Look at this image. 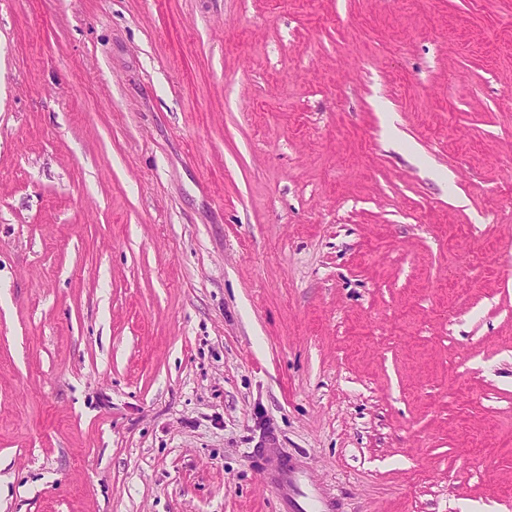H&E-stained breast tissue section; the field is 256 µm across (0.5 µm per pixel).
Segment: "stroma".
<instances>
[{
	"label": "stroma",
	"mask_w": 512,
	"mask_h": 512,
	"mask_svg": "<svg viewBox=\"0 0 512 512\" xmlns=\"http://www.w3.org/2000/svg\"><path fill=\"white\" fill-rule=\"evenodd\" d=\"M512 512V0H0V512ZM263 481L276 492L279 512H335L333 503L280 448H256Z\"/></svg>",
	"instance_id": "35a3bbf8"
}]
</instances>
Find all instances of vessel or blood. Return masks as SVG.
Wrapping results in <instances>:
<instances>
[{"mask_svg":"<svg viewBox=\"0 0 512 512\" xmlns=\"http://www.w3.org/2000/svg\"><path fill=\"white\" fill-rule=\"evenodd\" d=\"M257 456L264 482L276 492L279 512H334L332 502L280 449L264 446Z\"/></svg>","mask_w":512,"mask_h":512,"instance_id":"obj_1","label":"vessel or blood"}]
</instances>
